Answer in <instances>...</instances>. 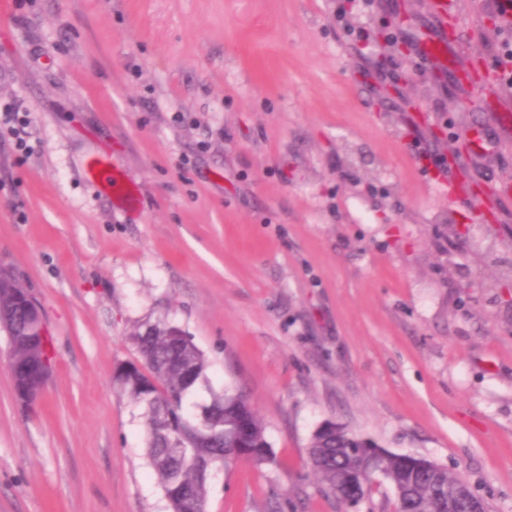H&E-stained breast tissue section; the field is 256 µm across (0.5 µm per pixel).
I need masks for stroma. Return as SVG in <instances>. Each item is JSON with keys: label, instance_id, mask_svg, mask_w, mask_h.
Masks as SVG:
<instances>
[{"label": "stroma", "instance_id": "35a3bbf8", "mask_svg": "<svg viewBox=\"0 0 512 512\" xmlns=\"http://www.w3.org/2000/svg\"><path fill=\"white\" fill-rule=\"evenodd\" d=\"M6 0L0 265L40 301L55 360L16 402L0 334V512H166L116 368L165 319L244 387L281 460L214 472L207 512H343L307 468L332 419L466 477L512 512V31L453 0ZM482 62L485 80L456 71ZM121 164L129 208L85 178Z\"/></svg>", "mask_w": 512, "mask_h": 512}]
</instances>
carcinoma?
<instances>
[{"instance_id": "carcinoma-1", "label": "carcinoma", "mask_w": 512, "mask_h": 512, "mask_svg": "<svg viewBox=\"0 0 512 512\" xmlns=\"http://www.w3.org/2000/svg\"><path fill=\"white\" fill-rule=\"evenodd\" d=\"M0 318L13 325L17 342L9 354L16 371L32 374L43 367L50 341L41 337L40 315L28 309L23 286L0 266ZM140 369L131 377L115 372L118 390L142 409L146 456L168 512H206L213 469L239 463L276 469L279 460L266 426L251 398L240 387H209V362L191 336L164 320L147 321L131 334ZM204 408L224 428V447L203 437L192 417ZM307 465L322 489L353 512L370 500L382 483L389 485L399 512H475L470 484L436 462L381 447L342 423L327 420L307 446Z\"/></svg>"}]
</instances>
